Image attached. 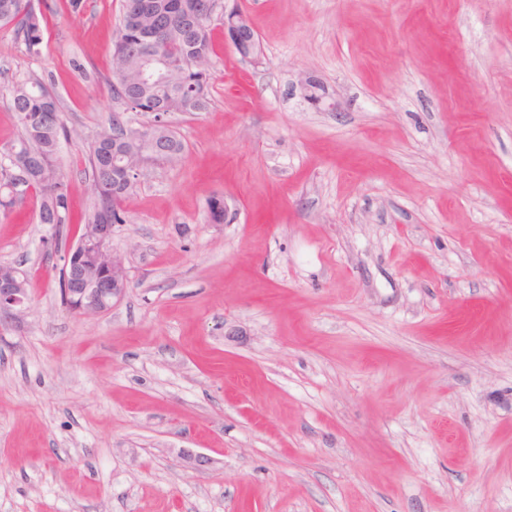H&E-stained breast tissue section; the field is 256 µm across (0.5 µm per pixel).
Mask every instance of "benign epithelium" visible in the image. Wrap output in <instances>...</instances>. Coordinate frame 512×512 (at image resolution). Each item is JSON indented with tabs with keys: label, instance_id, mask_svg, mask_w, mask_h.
<instances>
[{
	"label": "benign epithelium",
	"instance_id": "benign-epithelium-1",
	"mask_svg": "<svg viewBox=\"0 0 512 512\" xmlns=\"http://www.w3.org/2000/svg\"><path fill=\"white\" fill-rule=\"evenodd\" d=\"M250 28L248 17L239 7L224 11V37L233 47H238L241 34ZM113 118L128 125L131 140L148 145L129 154L113 153L121 159L128 178L160 163L159 154L166 151V136L158 132V128L167 126L164 114H159L154 122L139 126L133 125L124 109L113 113ZM112 231L111 224H85L63 255L60 275L64 300L68 309L78 316L94 317L110 310L112 303L127 290L126 261L112 249ZM28 285V277L18 268L0 265V316H15L28 308Z\"/></svg>",
	"mask_w": 512,
	"mask_h": 512
}]
</instances>
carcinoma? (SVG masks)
Segmentation results:
<instances>
[{
	"instance_id": "obj_1",
	"label": "carcinoma",
	"mask_w": 512,
	"mask_h": 512,
	"mask_svg": "<svg viewBox=\"0 0 512 512\" xmlns=\"http://www.w3.org/2000/svg\"><path fill=\"white\" fill-rule=\"evenodd\" d=\"M176 0H156L155 12H142V0H124L122 22L112 39V96L124 100L129 112H202L208 106V64L213 53L211 13H200L197 28L189 30ZM46 17L32 0H0V27L11 30L15 44L29 57L41 53ZM155 55L165 60V80L143 89L139 69ZM12 110L20 126L13 145L16 159L0 156V210L26 205L23 194L9 187L16 174L39 189L36 218L39 224H56L55 252L68 247L70 193L58 159L62 146L79 140L63 121L58 97L40 78L12 86ZM123 130L115 125L96 131L89 144L91 209L87 224H123L121 202L135 187L112 161V137ZM208 222L224 223V196L212 195L207 203Z\"/></svg>"
}]
</instances>
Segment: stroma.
Segmentation results:
<instances>
[{"label":"stroma","instance_id":"1","mask_svg":"<svg viewBox=\"0 0 512 512\" xmlns=\"http://www.w3.org/2000/svg\"><path fill=\"white\" fill-rule=\"evenodd\" d=\"M33 3L40 57L0 29V145L11 80L87 134L118 109L123 0ZM237 4L262 63L213 23L110 311L70 313L53 226L0 214L31 297L0 326V512H512V0ZM60 158L74 236L90 167Z\"/></svg>","mask_w":512,"mask_h":512}]
</instances>
